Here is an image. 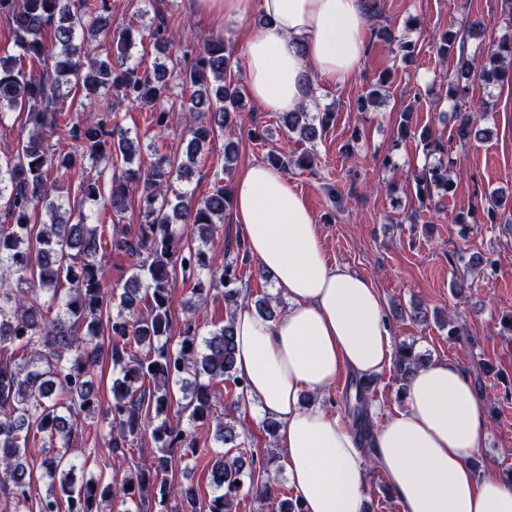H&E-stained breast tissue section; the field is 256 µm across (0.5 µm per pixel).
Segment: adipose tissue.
I'll return each mask as SVG.
<instances>
[{"label": "adipose tissue", "instance_id": "adipose-tissue-1", "mask_svg": "<svg viewBox=\"0 0 512 512\" xmlns=\"http://www.w3.org/2000/svg\"><path fill=\"white\" fill-rule=\"evenodd\" d=\"M196 12L265 19L247 42L246 78L267 112L306 103L316 83L341 85L366 52L368 0H194ZM233 218L248 252L288 301L277 319L246 301L234 315L235 369L261 416L279 423L288 479L305 512H365L368 467H376L401 512H512V482L477 474L487 414L451 360L409 378L402 410L364 449L321 403L300 396L336 386L341 374L372 377L394 359L392 326L368 278L329 265L315 219L282 169L254 162L235 178Z\"/></svg>", "mask_w": 512, "mask_h": 512}]
</instances>
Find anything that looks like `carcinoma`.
Returning a JSON list of instances; mask_svg holds the SVG:
<instances>
[{"mask_svg": "<svg viewBox=\"0 0 512 512\" xmlns=\"http://www.w3.org/2000/svg\"><path fill=\"white\" fill-rule=\"evenodd\" d=\"M0 0V16L11 26L18 55L0 56V120L5 111L28 110L35 132L14 153L0 156V494L11 500L12 512H103L105 501L145 504L151 512H236L243 488L261 501L274 502L273 487L255 481L267 467L265 458L231 455L244 447V428L233 410L217 413L223 400L218 387L228 382L244 389L235 370L234 309L243 291L237 261H220L203 248L224 224L231 203L228 189L217 179L214 191L196 201L176 184L188 178L204 146L216 134L235 135L245 107L244 88L226 79L232 69L224 39L204 43L180 70L181 88L192 90L186 160L154 153L146 168H131L137 148L129 133L110 113L83 110L74 117L59 105L62 88L76 84L86 99L112 93L131 105L150 106L172 91L169 68L153 70L127 64L134 47L132 27H112V0ZM165 7H154L148 37L167 58L175 53L182 33L171 24ZM105 34L123 54L113 61L89 58L87 36ZM376 35L395 42L405 61L417 53L416 43L393 39L390 29ZM465 41L448 30L436 42L444 62L457 58L448 80V96L466 95L461 81L473 76L499 81L496 60L512 58V41L498 43L489 65L472 68L464 55ZM476 103L454 113L456 138L466 143L486 131L477 124ZM335 113L311 114L300 107L281 113V125L297 141L311 147L291 156H271L270 163L286 171L310 170L316 153L312 144L333 124ZM71 141L66 152L50 153L44 133ZM90 164L115 168L108 184L82 180L72 186L74 172ZM123 167H118V164ZM454 162L414 173L418 189L454 191ZM143 183L138 208L140 222L111 239L105 224H91L86 214L65 206L66 194L76 193L99 211L123 213L135 182ZM46 210L49 224L38 223ZM499 200L461 212L455 222L468 227L480 221L495 224ZM125 251L132 260L123 292L108 287L102 258L108 246ZM181 277L189 292L205 301L222 289L225 318L207 334L195 317L187 318L173 339L172 282ZM32 287H27V284ZM68 287H63V284ZM260 316L276 318L280 311L265 295L253 299ZM112 362V401L102 404L94 369L102 359ZM414 344L399 346L395 365L401 379L420 367ZM373 380L352 378L345 392V413L364 444L372 435L370 394ZM185 394L189 427L168 418L173 388ZM108 429V450L127 457L135 442L150 435L158 454L149 464L129 459L120 482L76 481L77 465L70 457L74 439L93 427ZM42 433L56 448L42 449L41 473L28 469L31 431ZM206 461L215 492L198 496L191 486L174 495L168 480L169 451ZM47 482L46 493L32 495L35 480ZM178 503L171 504L172 497Z\"/></svg>", "mask_w": 512, "mask_h": 512, "instance_id": "obj_1", "label": "carcinoma"}]
</instances>
